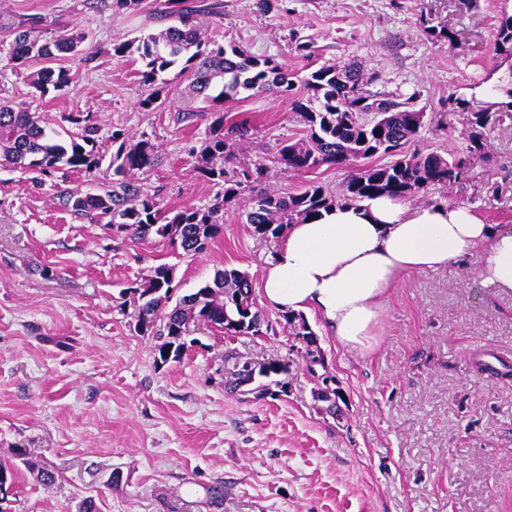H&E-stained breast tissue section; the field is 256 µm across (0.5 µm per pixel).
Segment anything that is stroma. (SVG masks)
Here are the masks:
<instances>
[{
	"label": "stroma",
	"instance_id": "1",
	"mask_svg": "<svg viewBox=\"0 0 512 512\" xmlns=\"http://www.w3.org/2000/svg\"><path fill=\"white\" fill-rule=\"evenodd\" d=\"M223 2V17L201 21L207 37L274 58L299 79L307 42L319 63L361 62L369 92L426 112L413 144L420 152L465 147L464 115L449 110V97L505 98L512 71L495 54L493 32L512 0H276L268 11L257 0ZM26 14L78 24L99 55L87 65L59 59L72 82L63 96L41 98L0 53V96L41 113L62 139L77 131L69 115L90 117L106 156L113 131L131 143L149 134L159 161L140 176L145 189L168 208L214 198L217 185L197 177L189 155L209 117L174 121L186 82L167 71L166 111L141 109L137 62L112 56L113 45H138L156 22L86 0H0L4 21ZM429 25L454 39L431 38ZM291 101L277 92L226 103L249 121L240 160L269 165L273 193L311 182L339 189L345 170L273 166L280 143L302 128ZM487 139L489 157L465 185L410 203H456L485 223L512 225V120ZM109 178L104 168L92 178L60 168L37 182L0 167V461L26 462L8 512H76L89 496L99 512H512V292L485 285L477 265L462 261L399 280L370 356L337 348L310 313L324 359L310 372L304 345L262 302L275 323L266 335L197 325L182 357L163 363L155 338L135 328L130 287L162 263L173 265L183 295L224 268L256 285L272 246L252 237L245 198L205 253L178 256L54 197L60 188L99 192ZM246 362L270 366L257 384L282 381L286 392H226ZM482 362L506 367V376L479 373ZM324 385L341 396L339 417L315 396ZM40 467L54 484L38 479Z\"/></svg>",
	"mask_w": 512,
	"mask_h": 512
}]
</instances>
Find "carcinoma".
Listing matches in <instances>:
<instances>
[{"mask_svg":"<svg viewBox=\"0 0 512 512\" xmlns=\"http://www.w3.org/2000/svg\"><path fill=\"white\" fill-rule=\"evenodd\" d=\"M112 8L129 14L144 11L157 22H170L144 37L136 48L143 63L137 77L145 88L139 105L148 110L165 109L162 93L167 82L162 75L182 64L179 74L188 76L192 90L207 106L180 110L174 121H189L204 112L211 115L200 149L189 153L195 159V171L222 186L223 193L202 206L175 211L162 207L157 195L129 180L134 173H147L157 165V147L151 136L143 133L128 145L124 133L115 130L112 143L116 149L108 165L112 185L101 193L63 189L56 192V198L70 212H94L119 232L167 242L185 255L207 251L223 229L224 214L247 192L252 194V206L245 214L246 224L256 240L271 243L278 241L289 225L315 220L336 206L355 205L377 196L406 198L437 186H461L474 164L489 151L486 129L503 122L512 111V87L503 88L508 100L501 102L450 98L448 106L465 115L466 147L446 157L436 152H411L409 144L424 126L425 113L408 100L398 102L369 93L365 89L368 80L355 62L324 64L302 80L303 92L293 96L302 133L280 143L275 162L280 169L297 174L323 166L352 165L355 170L336 193L319 183L296 194L269 193L259 189L268 167L238 160V141L247 132V124L230 120L224 103L243 91L254 95L290 92L295 89L290 74L271 57L251 56L235 44L225 47L204 36L198 16L203 11L224 14L221 0H214L205 10L197 0H155L149 10L145 0H112ZM45 23L38 14L27 15L9 25V34L0 39V53L8 54L15 69L43 63L28 74L31 87L41 97L62 91L71 83L69 71L56 69L50 62L78 57L90 63L99 53L77 24L61 26L45 40L31 37V32ZM494 49L509 62L512 78V13L498 16ZM217 79L221 90L208 94ZM68 121L78 126V132L67 140L59 139L49 134L39 113L0 98V165L34 170L44 176L60 167L94 176L103 161L100 128L87 119L70 117ZM173 282L174 266L164 263L153 267L148 277L131 288L136 327L157 339L159 358L170 350L172 359L181 357L185 343L179 337L189 332L192 323L202 322L237 335L261 333L265 320L255 310L247 274L236 269L218 271L212 281L177 299ZM172 300L175 305L170 308ZM283 319L295 339L305 345L310 366L324 365L323 358L310 350L316 337L303 315L290 312Z\"/></svg>","mask_w":512,"mask_h":512,"instance_id":"obj_1","label":"carcinoma"}]
</instances>
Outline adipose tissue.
<instances>
[{
  "instance_id": "ef3b65f1",
  "label": "adipose tissue",
  "mask_w": 512,
  "mask_h": 512,
  "mask_svg": "<svg viewBox=\"0 0 512 512\" xmlns=\"http://www.w3.org/2000/svg\"><path fill=\"white\" fill-rule=\"evenodd\" d=\"M467 259L487 285L512 291V225L484 223L463 205L378 197L290 225L259 291L271 306L314 313L337 347L365 357L380 342L402 276Z\"/></svg>"
}]
</instances>
